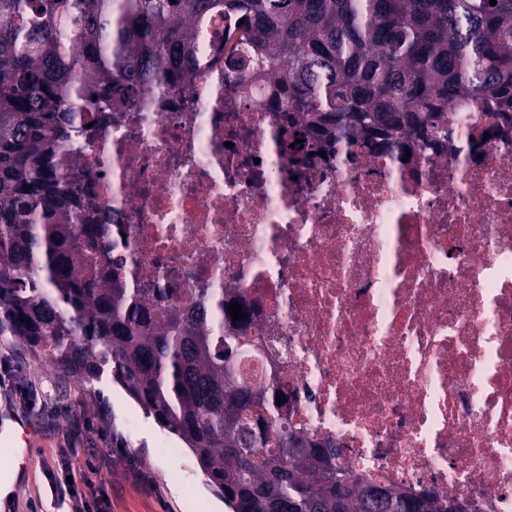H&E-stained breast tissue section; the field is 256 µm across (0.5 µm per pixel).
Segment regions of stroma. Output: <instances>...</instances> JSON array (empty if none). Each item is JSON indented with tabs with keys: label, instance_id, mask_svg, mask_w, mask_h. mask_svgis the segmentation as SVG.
<instances>
[{
	"label": "stroma",
	"instance_id": "1",
	"mask_svg": "<svg viewBox=\"0 0 512 512\" xmlns=\"http://www.w3.org/2000/svg\"><path fill=\"white\" fill-rule=\"evenodd\" d=\"M31 420L33 462L7 512H228L188 449L104 376L58 388L52 367L0 336V411Z\"/></svg>",
	"mask_w": 512,
	"mask_h": 512
}]
</instances>
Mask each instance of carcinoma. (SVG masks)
I'll return each mask as SVG.
<instances>
[{"instance_id": "carcinoma-1", "label": "carcinoma", "mask_w": 512, "mask_h": 512, "mask_svg": "<svg viewBox=\"0 0 512 512\" xmlns=\"http://www.w3.org/2000/svg\"><path fill=\"white\" fill-rule=\"evenodd\" d=\"M224 18V65L325 143L390 149L435 137L448 102L512 124V0H0V335L58 383L108 373L189 448L232 512H448L450 499L363 485L325 445L232 381L224 301L184 308L90 263L109 227L60 150L150 83L187 76L197 30ZM264 428L242 430L244 414Z\"/></svg>"}]
</instances>
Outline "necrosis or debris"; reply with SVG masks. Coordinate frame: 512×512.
<instances>
[{"instance_id":"necrosis-or-debris-1","label":"necrosis or debris","mask_w":512,"mask_h":512,"mask_svg":"<svg viewBox=\"0 0 512 512\" xmlns=\"http://www.w3.org/2000/svg\"><path fill=\"white\" fill-rule=\"evenodd\" d=\"M223 27L187 79L63 147L114 223L97 263L238 302L235 381L283 396L339 468L512 512V129L459 100L447 147L296 142L271 83L225 70Z\"/></svg>"}]
</instances>
